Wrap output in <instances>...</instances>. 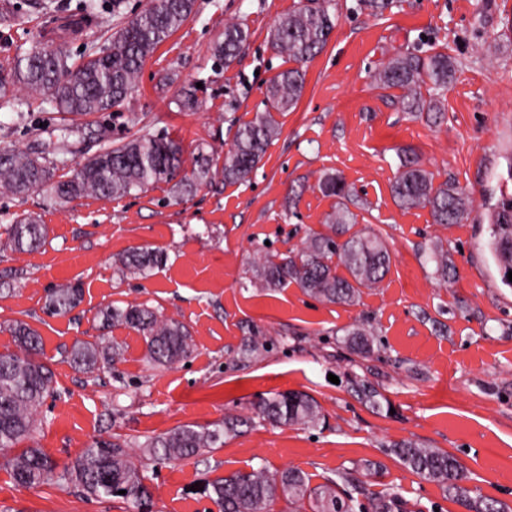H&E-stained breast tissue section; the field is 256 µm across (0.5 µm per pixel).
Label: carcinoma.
I'll list each match as a JSON object with an SVG mask.
<instances>
[{"label": "carcinoma", "instance_id": "carcinoma-1", "mask_svg": "<svg viewBox=\"0 0 512 512\" xmlns=\"http://www.w3.org/2000/svg\"><path fill=\"white\" fill-rule=\"evenodd\" d=\"M196 0H150V5L133 18L122 21L108 41L107 48L90 47L75 60L67 48L91 28L98 17L95 0H80L75 19L63 25L59 39L40 41L29 49H17L12 61L0 66V109L16 110L21 102L15 92L47 95L59 113L87 116L118 106L136 86L146 60L191 16ZM331 0H310V5L281 18L270 32L273 48L296 63L313 58L327 44L334 28ZM68 12L54 0H0V18L25 24L42 18L53 23ZM249 39L241 23L224 28V39L212 49L214 57L229 66ZM454 71L448 55L435 53L421 57L412 53L398 55L375 75L382 88L403 91L401 104L407 112L439 111L437 99H424L421 87L430 83L435 89L448 85ZM304 86V73L290 68L273 76L267 88L268 109L241 124L222 169L213 168L205 146L197 147L194 168L189 176L180 175L184 160L179 142L145 131L117 145L109 130L99 125L79 134L104 143L97 152L76 161L72 174H58L72 153L68 140L48 148L44 145L27 150H0V191L12 195L43 193L51 200L67 202L85 195L100 199L145 192L158 183H170L179 195H190L201 186H211L217 178L226 183L246 180L264 157L277 136L279 127L272 111L285 112L296 106ZM319 187L337 198L336 209L326 219L325 230L311 232L297 251L279 253L257 248L252 259L249 282L258 288L275 291L295 283L311 295L333 304L351 305L359 288L379 284L390 266V254L374 232L353 230V214L346 201L350 191L334 173L319 178ZM396 203L405 209L430 208L434 223L456 224L473 205V200L455 185L434 183L433 175L418 162L405 158L391 186ZM489 240L504 285L512 288L508 272L512 270V192H500L488 207ZM345 240H340V237ZM45 232L37 217H17L5 229L3 250L28 252L43 246ZM435 272L448 282V252L440 246L430 249ZM166 261L161 249L133 250L121 258L127 271L141 277ZM81 301L76 286L58 288L50 294L47 310L52 315L70 312ZM103 324H122L143 336L151 362L166 365L187 358L193 348L188 330L178 321L159 316L143 304L124 308L111 307L101 312ZM17 350L0 353V458L11 470L16 484L38 487L47 482L73 485L96 498H121L139 509L150 505L144 484L145 475L133 462L128 449L119 443L93 442L71 464L57 469V464L34 441L41 421L40 409L53 395L52 369L40 358L41 336L23 320L9 325ZM351 350L367 356L371 353L373 333L364 325L347 332ZM120 349L99 342H80L73 346L69 362L74 369L92 374L102 360H115ZM352 389L375 412L382 410L383 395L362 378L351 381ZM256 416L271 423L309 426L319 419L316 402L301 393H284L262 399ZM251 425L249 417L224 419L221 426L180 425L148 440V455L157 461H176L210 452L224 441ZM390 452L411 473L440 484L448 496L468 501V490L458 484L462 467L458 460L440 450L423 448L413 442L394 444ZM348 474L311 486L310 479L295 469L270 473L263 468L238 470L209 481L203 490L220 512H275L279 499L308 503L311 512H352L348 500L339 493V482ZM123 494H118V491ZM398 496L388 490L369 497V512H396Z\"/></svg>", "mask_w": 512, "mask_h": 512}]
</instances>
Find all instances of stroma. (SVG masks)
Returning <instances> with one entry per match:
<instances>
[{
	"label": "stroma",
	"mask_w": 512,
	"mask_h": 512,
	"mask_svg": "<svg viewBox=\"0 0 512 512\" xmlns=\"http://www.w3.org/2000/svg\"><path fill=\"white\" fill-rule=\"evenodd\" d=\"M306 3L197 0L147 59L135 91L94 122L116 143L145 130L167 134L181 144L188 171L198 145L224 157L238 124L264 110L270 79L292 66L272 48L271 28ZM332 11L336 26L304 66L303 93L295 108L276 113L280 133L248 180L183 198L162 183L62 205L41 194L0 192L1 228L34 213L47 232L40 250L0 251V353L15 347L8 324L26 321L39 331L42 359L55 374L36 439L61 465L93 440L128 441L145 470L152 512H216L195 483L260 466L299 469L314 485L347 470L366 491L396 489L401 512H467L389 454L402 440L452 454L472 501L493 498L512 510V288L485 246L487 208L500 194L503 155L512 148V0H392L378 14L360 0H334ZM231 22L248 27L250 38L239 60L218 70L211 47ZM407 52H441L454 62L436 118L404 111L400 90L374 81ZM198 81V108L180 110L182 88ZM66 125L44 98L17 113L1 110L0 149L59 143ZM407 156L435 182H452L472 197L466 219L437 224L429 209L397 205L391 184ZM325 172L349 186L356 228L382 235L391 256L383 281L361 289L351 305L322 302L294 284L252 287L255 247L285 252L322 230L336 206L318 187ZM435 243L448 252L444 282L428 259ZM145 247L165 249L166 263L145 279L122 274L116 258ZM73 284L82 290L80 304L63 316L47 314L50 293ZM141 303L188 329V361L154 365L137 331L101 328V309ZM360 323L374 333L366 357L345 343ZM256 331L265 346L243 358ZM101 338L119 346L121 361L92 374L69 365L76 341ZM355 376L383 394L388 411L375 413L354 396ZM284 392L314 398L318 424L260 422L204 458L165 464L143 448L176 426L219 424ZM0 512L134 510L75 487L24 488L0 466Z\"/></svg>",
	"instance_id": "35a3bbf8"
}]
</instances>
